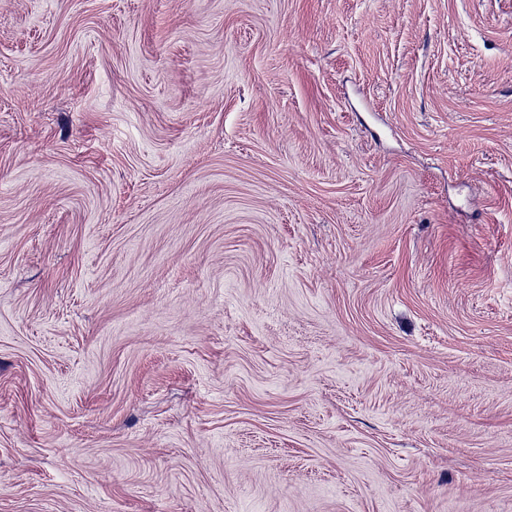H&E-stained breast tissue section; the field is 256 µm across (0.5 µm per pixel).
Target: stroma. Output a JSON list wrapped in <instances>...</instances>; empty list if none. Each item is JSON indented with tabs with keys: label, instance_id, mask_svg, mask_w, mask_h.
Returning a JSON list of instances; mask_svg holds the SVG:
<instances>
[{
	"label": "stroma",
	"instance_id": "1",
	"mask_svg": "<svg viewBox=\"0 0 512 512\" xmlns=\"http://www.w3.org/2000/svg\"><path fill=\"white\" fill-rule=\"evenodd\" d=\"M0 512H512V0H0Z\"/></svg>",
	"mask_w": 512,
	"mask_h": 512
}]
</instances>
